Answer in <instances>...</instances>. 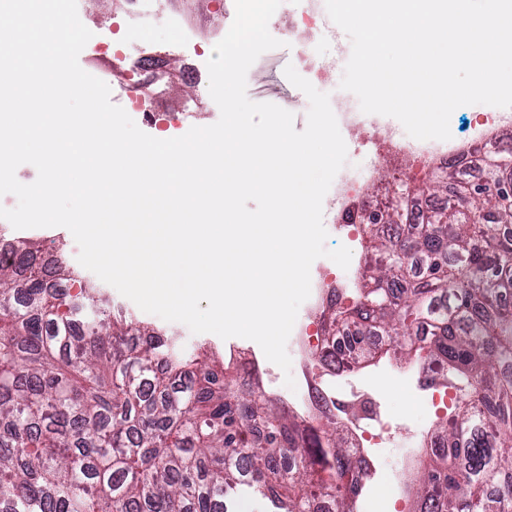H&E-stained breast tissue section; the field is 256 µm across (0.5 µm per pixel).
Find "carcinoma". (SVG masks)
Instances as JSON below:
<instances>
[{"label":"carcinoma","instance_id":"cac0c4a2","mask_svg":"<svg viewBox=\"0 0 512 512\" xmlns=\"http://www.w3.org/2000/svg\"><path fill=\"white\" fill-rule=\"evenodd\" d=\"M435 224L407 206L363 235L381 257L333 291L314 361L391 354L452 389L413 512H512V152L470 181L449 163ZM0 262V512H232L239 486L272 512H353L365 475L336 421L315 428L205 347L138 326L80 273L38 275V250ZM77 289L71 294L61 283ZM348 328L336 343L333 327ZM386 336L385 342L370 341Z\"/></svg>","mask_w":512,"mask_h":512}]
</instances>
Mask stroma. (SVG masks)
Listing matches in <instances>:
<instances>
[{"label":"stroma","instance_id":"stroma-1","mask_svg":"<svg viewBox=\"0 0 512 512\" xmlns=\"http://www.w3.org/2000/svg\"><path fill=\"white\" fill-rule=\"evenodd\" d=\"M165 3L170 14L166 21L136 18L126 0H77L79 18L93 33L78 62L91 75L101 74L100 69L89 63L90 54L98 46L119 42L131 54L148 46L167 49L168 66L177 72L178 78L166 81L163 98L167 110L179 117L180 122L166 130L145 126V133L158 139L178 137L191 127L208 126L219 119V108L208 91L206 62L223 31L229 30L232 24L224 15L221 0H165ZM272 55L274 60L266 69L249 70L247 95L255 102L287 107L294 115L296 130H303L309 101L284 75L293 50L281 47L274 49ZM1 237L10 241L21 237L31 240L42 255L57 252L67 265L77 263L79 247L66 228L17 230L7 220L0 219ZM384 378L395 381L396 392L382 391L379 382ZM338 380L352 391L376 394L383 405L381 419H365L361 425L364 429L382 433L380 444L371 448L370 453L378 468L380 487L395 486L397 493L384 500L373 498L374 512H408L411 500L403 488L423 467L422 442L431 433L436 418L423 408L406 410L404 401L431 396V389L423 387L422 377L416 369L386 357L366 368L343 372Z\"/></svg>","mask_w":512,"mask_h":512}]
</instances>
